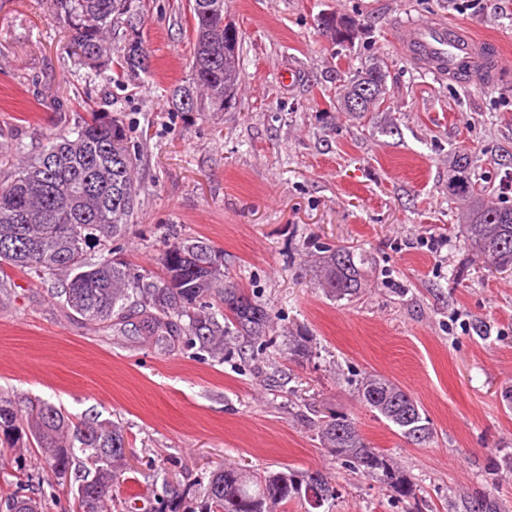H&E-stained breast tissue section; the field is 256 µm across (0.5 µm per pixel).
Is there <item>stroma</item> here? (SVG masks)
<instances>
[{"label":"stroma","instance_id":"obj_1","mask_svg":"<svg viewBox=\"0 0 512 512\" xmlns=\"http://www.w3.org/2000/svg\"><path fill=\"white\" fill-rule=\"evenodd\" d=\"M150 65L133 86L76 69L70 34L41 0H0V145L34 154L87 108L116 114L135 148L138 215L116 243L157 272L175 238L224 252L228 281L266 306L264 336L223 360L182 340L148 345L135 322L94 326L62 309L61 280L15 267L0 307V395L18 411L46 400L75 418L122 422L135 481L123 497L160 493L231 465L334 477L333 512H403L371 478L332 457L319 422L352 417L416 485L422 512H476L493 498L512 512V270L489 272L461 236L448 198L457 155L512 205V74L452 81L409 59L410 23H446L497 40L512 60V0H225L241 35L240 89L224 111L177 112L166 96L190 76L188 0H141ZM360 20L353 43L324 37L319 19ZM383 60L388 109L342 111L349 72ZM365 259L353 300L326 297L315 246ZM306 333L312 357L284 358ZM369 372L410 391L432 429L404 439L359 400Z\"/></svg>","mask_w":512,"mask_h":512}]
</instances>
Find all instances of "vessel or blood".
<instances>
[{
    "label": "vessel or blood",
    "instance_id": "1",
    "mask_svg": "<svg viewBox=\"0 0 512 512\" xmlns=\"http://www.w3.org/2000/svg\"><path fill=\"white\" fill-rule=\"evenodd\" d=\"M411 59L430 65L443 75L467 65L473 76L493 82L504 71V64L494 43L479 41L459 27L425 23L411 27L399 42Z\"/></svg>",
    "mask_w": 512,
    "mask_h": 512
}]
</instances>
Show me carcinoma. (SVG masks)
Wrapping results in <instances>:
<instances>
[{
	"label": "carcinoma",
	"instance_id": "carcinoma-1",
	"mask_svg": "<svg viewBox=\"0 0 512 512\" xmlns=\"http://www.w3.org/2000/svg\"><path fill=\"white\" fill-rule=\"evenodd\" d=\"M47 10L70 31L77 64L96 75L116 65L130 80L147 69L135 55H147L139 30L141 15L132 0H45ZM194 21L191 78L176 87L168 104L178 112L222 111L233 104L240 80L241 36L224 15V0H189ZM120 25L122 43L112 46V28ZM324 35L335 42L355 38L360 23L352 18H320ZM387 95L385 63L373 62L349 78L339 92L344 111L379 112ZM129 129L116 116L89 112L66 133L53 137L37 154L21 158L0 179V268H24L44 277H63L59 302L83 320L114 326L134 318L146 342L183 336L212 357L224 359L233 337H259L269 328L266 308L226 281L224 251L200 237L179 238L159 255L162 276L154 278L117 257L120 239L137 206L136 158ZM448 180V196L464 205L462 233L472 254L495 269H512V206L495 203L472 177L462 154ZM101 246L98 258L90 245ZM365 260L351 246L319 250L317 283L329 296L350 299L364 286ZM218 297L225 310L213 308ZM307 337L288 336V359L311 357ZM358 397L371 411L397 426L414 444L432 434L420 406L398 384L377 374L359 381ZM320 441L336 459L375 479L390 497L420 512L414 485L392 457L368 445L356 422L331 412L320 426ZM0 436L11 442H36L41 461L56 478H65L74 460L83 472L74 489L79 512H109L125 470L124 428L111 421L76 420L47 401L23 414L0 398ZM43 481L29 468L15 489L0 496V512H44L29 486ZM337 489L331 476L292 469L250 474L226 467L188 486L163 480L162 492L144 512H179L190 498L192 512H277L303 501L331 512Z\"/></svg>",
	"mask_w": 512,
	"mask_h": 512
}]
</instances>
